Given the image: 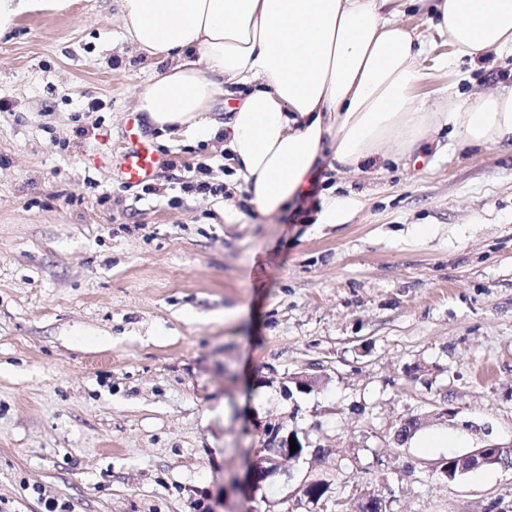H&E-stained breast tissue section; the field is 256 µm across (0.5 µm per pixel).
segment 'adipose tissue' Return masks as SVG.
I'll list each match as a JSON object with an SVG mask.
<instances>
[{
  "label": "adipose tissue",
  "instance_id": "obj_1",
  "mask_svg": "<svg viewBox=\"0 0 512 512\" xmlns=\"http://www.w3.org/2000/svg\"><path fill=\"white\" fill-rule=\"evenodd\" d=\"M465 58L512 54V0H417ZM127 41L167 61L138 101L147 123L223 139L250 201L270 213L304 195L318 161L359 171L387 145L409 153L450 129L461 145L512 139V88L419 104L424 44L399 0H120ZM234 98L226 120L217 98Z\"/></svg>",
  "mask_w": 512,
  "mask_h": 512
}]
</instances>
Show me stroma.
<instances>
[{"label": "stroma", "mask_w": 512, "mask_h": 512, "mask_svg": "<svg viewBox=\"0 0 512 512\" xmlns=\"http://www.w3.org/2000/svg\"><path fill=\"white\" fill-rule=\"evenodd\" d=\"M426 19L405 0L419 101L512 85V55L437 68L451 47ZM163 68L125 41L119 0L0 35V512H43L42 494L67 512H356L368 494L512 512V469L434 472L512 445V146L443 132L363 173L324 164L314 196L266 214L221 140L153 131L177 166L128 186L125 124ZM200 162L225 194L190 189ZM331 197L343 221L319 223ZM407 414L455 447L397 444ZM275 423L307 454L244 482Z\"/></svg>", "instance_id": "obj_1"}]
</instances>
